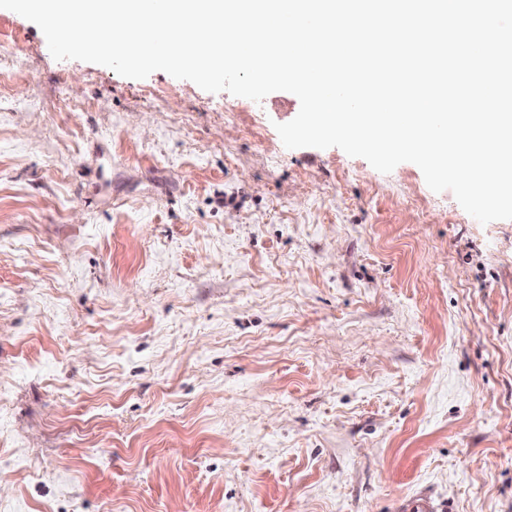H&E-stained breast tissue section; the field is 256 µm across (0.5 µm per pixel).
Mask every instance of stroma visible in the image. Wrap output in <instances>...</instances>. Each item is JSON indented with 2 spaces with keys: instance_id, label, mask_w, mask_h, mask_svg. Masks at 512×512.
Segmentation results:
<instances>
[{
  "instance_id": "35a3bbf8",
  "label": "stroma",
  "mask_w": 512,
  "mask_h": 512,
  "mask_svg": "<svg viewBox=\"0 0 512 512\" xmlns=\"http://www.w3.org/2000/svg\"><path fill=\"white\" fill-rule=\"evenodd\" d=\"M0 76V512H512V220L7 9Z\"/></svg>"
}]
</instances>
